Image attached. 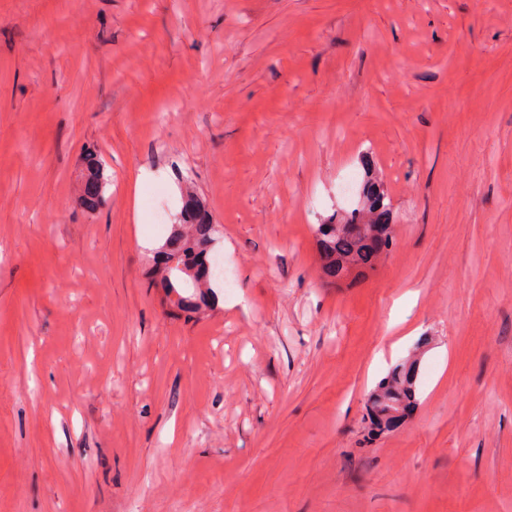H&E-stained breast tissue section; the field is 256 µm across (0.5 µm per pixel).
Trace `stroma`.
Segmentation results:
<instances>
[{"label":"stroma","mask_w":512,"mask_h":512,"mask_svg":"<svg viewBox=\"0 0 512 512\" xmlns=\"http://www.w3.org/2000/svg\"><path fill=\"white\" fill-rule=\"evenodd\" d=\"M365 151L397 242L339 287ZM187 187L193 318L152 268ZM0 512H512V0H0ZM81 194L79 196L80 206L88 213H94L105 203V178L99 160L89 155L86 162V172ZM204 211L202 202L187 188L180 223L173 225L170 239L159 251L156 260V270L163 267L162 283L167 299L174 309L188 316L198 313L213 296L208 265L218 230L213 227L214 220L211 218L212 224L201 220L200 214ZM172 247L182 250L190 260L187 269H192L191 273L174 267L178 254L171 257ZM169 260L170 268L167 266ZM173 294L177 296L175 300L171 298ZM417 362H403L396 365L388 376L373 390L389 400L408 405L411 410L416 404L415 381L417 377Z\"/></svg>","instance_id":"1"}]
</instances>
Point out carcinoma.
Segmentation results:
<instances>
[{"label":"carcinoma","mask_w":512,"mask_h":512,"mask_svg":"<svg viewBox=\"0 0 512 512\" xmlns=\"http://www.w3.org/2000/svg\"><path fill=\"white\" fill-rule=\"evenodd\" d=\"M361 164L364 179L356 207L316 229L323 273L336 281L375 270L395 242L388 185L368 156L361 158ZM105 187L99 160L88 156L80 206L88 213L95 212L105 203ZM202 212V202L185 191L180 223L173 225L156 260L157 268L163 269L162 283L171 306L188 316L199 312L213 296L209 261L218 230L201 220ZM172 248L182 250L190 260L187 270L168 266ZM416 377L417 362H403L392 368L374 392L413 408Z\"/></svg>","instance_id":"obj_1"}]
</instances>
